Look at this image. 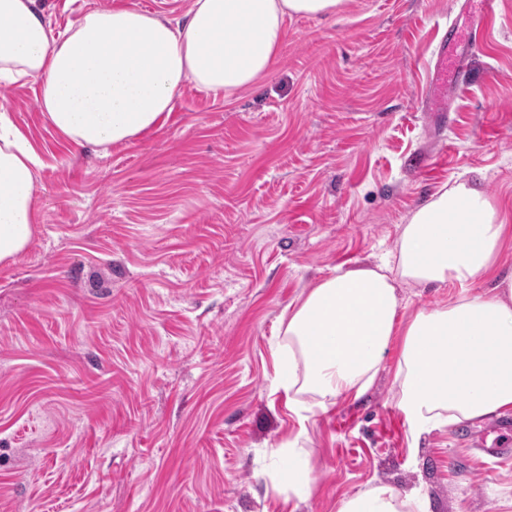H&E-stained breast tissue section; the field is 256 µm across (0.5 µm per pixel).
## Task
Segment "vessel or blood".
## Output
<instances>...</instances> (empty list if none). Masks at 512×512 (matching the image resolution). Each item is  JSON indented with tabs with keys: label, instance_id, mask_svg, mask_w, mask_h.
I'll use <instances>...</instances> for the list:
<instances>
[{
	"label": "vessel or blood",
	"instance_id": "b4317fda",
	"mask_svg": "<svg viewBox=\"0 0 512 512\" xmlns=\"http://www.w3.org/2000/svg\"><path fill=\"white\" fill-rule=\"evenodd\" d=\"M472 20L467 28L448 22L434 54V66L428 97L420 103L425 112L446 109L448 87L461 81L478 49L482 45V26L495 14L497 0H474Z\"/></svg>",
	"mask_w": 512,
	"mask_h": 512
}]
</instances>
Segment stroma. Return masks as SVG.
Listing matches in <instances>:
<instances>
[{
    "instance_id": "obj_1",
    "label": "stroma",
    "mask_w": 512,
    "mask_h": 512,
    "mask_svg": "<svg viewBox=\"0 0 512 512\" xmlns=\"http://www.w3.org/2000/svg\"><path fill=\"white\" fill-rule=\"evenodd\" d=\"M54 32L93 8L171 20L191 0H36ZM464 0H343L296 17L269 70L221 99L186 83L166 121L100 151L59 135L29 81L0 113L43 166L40 222L0 263V512H338L376 485L431 512H512V459L475 423L412 441L392 342L373 388L299 418L274 390L282 315L333 270L374 264L441 186L512 212V0L461 88L420 111ZM460 288L403 287L399 316ZM300 441L308 485L278 482Z\"/></svg>"
}]
</instances>
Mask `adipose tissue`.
<instances>
[{
    "label": "adipose tissue",
    "instance_id": "obj_1",
    "mask_svg": "<svg viewBox=\"0 0 512 512\" xmlns=\"http://www.w3.org/2000/svg\"><path fill=\"white\" fill-rule=\"evenodd\" d=\"M341 0H192L175 25L135 6L92 9L53 35L35 0H0V83H41L40 103L66 139L100 150L167 117L186 82L230 97L265 74L294 16H330ZM42 160L0 114V262L31 242ZM506 214L478 180L443 185L401 225L375 266L337 269L282 319L276 390L327 409L367 394L393 337L397 407L414 438L512 412V273L499 270ZM486 290L472 292L476 281ZM460 285L451 303L398 318V288ZM339 512H430L420 491L378 485Z\"/></svg>",
    "mask_w": 512,
    "mask_h": 512
}]
</instances>
